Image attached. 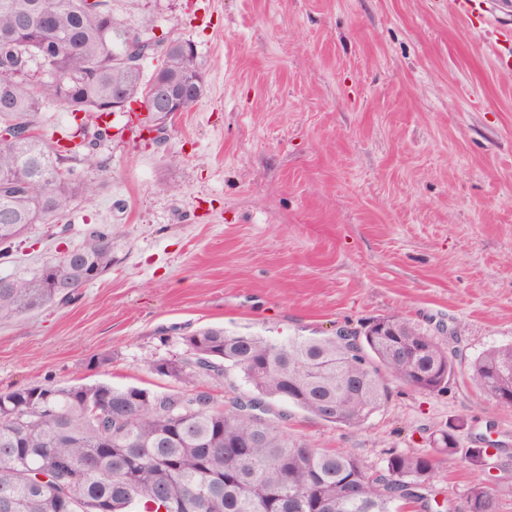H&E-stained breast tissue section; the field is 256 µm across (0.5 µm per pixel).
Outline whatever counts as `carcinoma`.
I'll use <instances>...</instances> for the list:
<instances>
[{
	"label": "carcinoma",
	"instance_id": "1",
	"mask_svg": "<svg viewBox=\"0 0 512 512\" xmlns=\"http://www.w3.org/2000/svg\"><path fill=\"white\" fill-rule=\"evenodd\" d=\"M116 0H0V258L31 230L58 226L99 187L96 146L112 137L96 117L129 101L165 93L189 111L204 93L194 44L155 33L150 0H121L139 13L132 27ZM160 64L149 79L142 66ZM49 105L75 126L52 140L37 132ZM81 164L78 170L75 164ZM112 226L92 225L82 240L24 276L0 277V321L68 304L79 288L112 269ZM70 283L58 292L56 280ZM425 336L414 323L378 319L363 330L299 336L284 344L202 327L182 337L189 357L152 360L148 369L185 389L156 393L108 382L32 384L0 392V512H419L435 506L440 456L461 455L474 470L489 457L459 448V418L433 440L434 453H388L367 467L347 451L314 448L280 431L285 401L334 424L359 425L389 398L387 379L440 391L457 366L440 343L416 354ZM235 369L255 392L224 409L192 389ZM467 377L496 405L512 392V344L468 363ZM459 512H500L482 482Z\"/></svg>",
	"mask_w": 512,
	"mask_h": 512
}]
</instances>
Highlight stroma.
I'll return each mask as SVG.
<instances>
[{
	"mask_svg": "<svg viewBox=\"0 0 512 512\" xmlns=\"http://www.w3.org/2000/svg\"><path fill=\"white\" fill-rule=\"evenodd\" d=\"M157 33L191 40L204 94L135 140L111 116L103 185L58 235L38 227L20 276L109 224L112 268L72 302L0 324V391L104 381L177 392L146 360L185 357L204 326L284 341L398 316L474 359L512 343V0H157ZM283 429L367 466L432 452L455 419L485 470L441 460L454 505L484 482L512 512V409L463 377L394 383L336 426L282 402Z\"/></svg>",
	"mask_w": 512,
	"mask_h": 512,
	"instance_id": "stroma-1",
	"label": "stroma"
}]
</instances>
